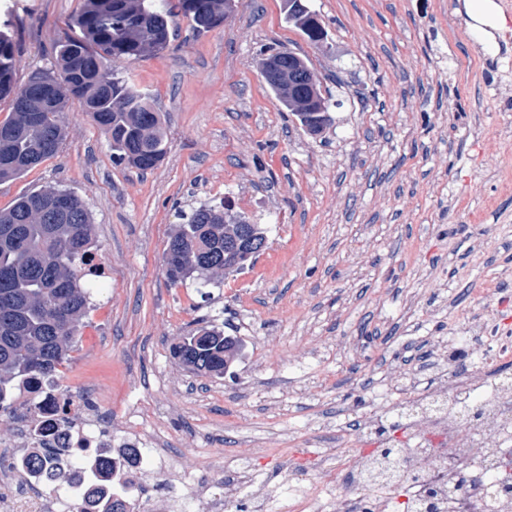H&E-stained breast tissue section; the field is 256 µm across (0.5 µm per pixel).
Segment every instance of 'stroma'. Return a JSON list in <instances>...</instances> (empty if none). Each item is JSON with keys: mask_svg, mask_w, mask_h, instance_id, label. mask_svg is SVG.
Instances as JSON below:
<instances>
[{"mask_svg": "<svg viewBox=\"0 0 512 512\" xmlns=\"http://www.w3.org/2000/svg\"><path fill=\"white\" fill-rule=\"evenodd\" d=\"M464 0H307L317 48L286 24L284 0H238L224 25L173 20L165 51L122 70L149 93L167 154L146 174L69 103L58 153L0 183V209L48 186L83 197L97 258L89 312L63 374L113 442L141 431L193 486L247 502L225 465L250 458L291 512L290 474L316 469L366 412L447 339L465 310L512 316V0L505 27L475 31ZM82 0H0L18 42L17 78L50 63ZM309 58L333 123L308 135L260 75L265 53ZM229 202L267 227L242 271L173 286L164 253L180 211ZM215 325L241 348L224 376H198L170 348ZM39 492L0 472V512H38Z\"/></svg>", "mask_w": 512, "mask_h": 512, "instance_id": "stroma-1", "label": "stroma"}]
</instances>
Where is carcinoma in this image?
I'll return each mask as SVG.
<instances>
[{"mask_svg": "<svg viewBox=\"0 0 512 512\" xmlns=\"http://www.w3.org/2000/svg\"><path fill=\"white\" fill-rule=\"evenodd\" d=\"M236 0H83L72 21L75 34L54 41L50 66L16 79L15 37L0 30V100L11 104L0 122V183L21 177L54 156L66 137L64 114L72 99L112 144L115 162L146 173L167 153L161 117L151 97L119 75L117 65L157 55L170 44V24L183 16L208 31L224 24ZM315 45L325 34L315 13L302 7L291 21ZM164 262L173 285L186 281L187 254L203 260L189 277L202 287L211 270L224 266V220L245 216L224 207L193 210L182 216ZM91 215L81 197L50 187L19 197L0 210V410L12 408L15 390L34 383L55 385L71 359L89 309L92 260ZM210 337L195 347L182 343L173 356L199 374L224 373V330L204 326ZM50 449L19 465L25 473L43 468Z\"/></svg>", "mask_w": 512, "mask_h": 512, "instance_id": "obj_1", "label": "carcinoma"}]
</instances>
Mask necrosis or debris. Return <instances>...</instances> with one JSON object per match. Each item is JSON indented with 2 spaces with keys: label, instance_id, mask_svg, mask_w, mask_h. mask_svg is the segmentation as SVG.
<instances>
[{
  "label": "necrosis or debris",
  "instance_id": "4bbe7bcc",
  "mask_svg": "<svg viewBox=\"0 0 512 512\" xmlns=\"http://www.w3.org/2000/svg\"><path fill=\"white\" fill-rule=\"evenodd\" d=\"M511 367L512 325L467 315L449 336L429 389L397 396L388 409L357 420L359 438L369 441L394 418L411 430L412 441L397 452L396 478L365 484L375 459L364 452L334 479L296 474L295 512H309L319 489L341 498L343 512H381L399 493L411 512L428 493L436 512H512V495L494 494L489 479L492 465L512 461V387L500 381ZM79 403L73 393L46 387L19 414L27 448L56 450L48 469L30 480L43 493L40 512H104L114 491L97 464L104 456L127 468L128 488L142 486V471L129 466V448L113 447L97 413Z\"/></svg>",
  "mask_w": 512,
  "mask_h": 512
}]
</instances>
